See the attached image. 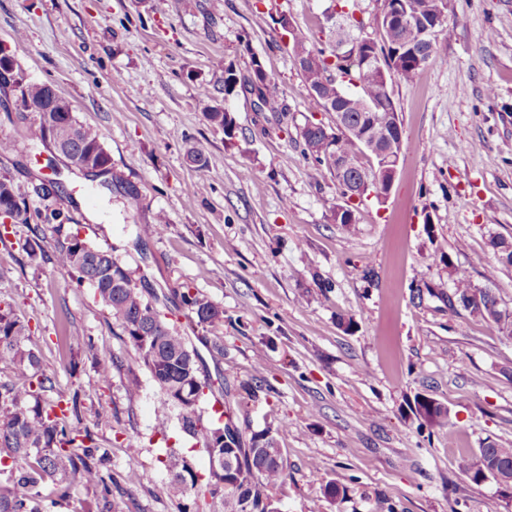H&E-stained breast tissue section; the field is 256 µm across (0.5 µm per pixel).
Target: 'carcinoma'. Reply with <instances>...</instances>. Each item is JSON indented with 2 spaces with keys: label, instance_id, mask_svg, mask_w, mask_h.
Here are the masks:
<instances>
[{
  "label": "carcinoma",
  "instance_id": "1",
  "mask_svg": "<svg viewBox=\"0 0 512 512\" xmlns=\"http://www.w3.org/2000/svg\"><path fill=\"white\" fill-rule=\"evenodd\" d=\"M400 8L418 15L433 28L431 58L446 61L438 45L439 36L447 29L445 20L437 15L436 0H383L377 17L380 40L362 44L345 34L336 42L333 61L324 52L308 48L307 37L301 32L292 31L295 59L311 94L321 105L328 104L332 111L342 113L349 124L360 127L359 134L352 137L328 134L322 127L299 128L304 153L317 166L326 167L341 188L360 170L375 179L386 178L377 156L361 150L362 139L382 146L402 132L384 73L394 72L411 81L420 65L415 56L414 32L388 21V16ZM373 53L382 56L385 69L367 62ZM251 68V81L238 89L233 66L224 67V95L250 92L264 105L277 101L281 97L279 85L255 56ZM0 82L17 85L23 101L31 102L39 111L37 123L31 126L32 138L47 140L87 165L111 161L98 131L79 123L70 104L51 86L23 82L15 59L0 57ZM347 84L360 91L349 92ZM207 116L224 128L228 139L235 138L237 125L231 112L209 107ZM337 154L355 158L357 167L340 171L334 160ZM5 199L20 202L10 217L29 226L32 238L24 244L25 252L30 260H37L43 255L41 225L30 223L25 202L6 178L0 179V200ZM489 245L496 260L488 270L491 278L497 265L512 266V240L493 236ZM54 261L75 273L78 282L88 283L109 315L119 322L160 392L179 411L182 431L207 455L231 457L223 469H210L205 477L183 459L168 460L172 470L168 491L181 500V512H199L196 498L201 492L210 495L217 506L214 512H266L268 502L278 496L288 477L283 449L272 436V429L251 431L245 444L232 419L221 420L223 414L203 421L211 403V386L201 371L198 354L190 348L187 337L171 326L136 286L118 256L72 235L58 248ZM453 284V296L464 310L492 321L502 335L512 337V310L501 307L491 289L474 284L464 273L456 274ZM180 299L198 325L221 318L218 307L198 291L186 287ZM28 341L19 322L0 311V361L11 364L14 374V381L0 383V471L8 474L5 481H0V512H57L69 503L77 486L93 494L102 505L99 512H112L115 478L109 467L110 450L84 423L80 392L67 400L40 405L39 394L52 388V380L39 372V358L27 346ZM416 412L430 424H440L448 416L447 408L428 398L416 401ZM458 468L475 484L481 483V474L487 471L500 474L510 486L512 445L490 442L474 454L461 455ZM47 484L52 490L44 494L42 488Z\"/></svg>",
  "mask_w": 512,
  "mask_h": 512
}]
</instances>
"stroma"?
Returning <instances> with one entry per match:
<instances>
[{
    "instance_id": "1",
    "label": "stroma",
    "mask_w": 512,
    "mask_h": 512,
    "mask_svg": "<svg viewBox=\"0 0 512 512\" xmlns=\"http://www.w3.org/2000/svg\"><path fill=\"white\" fill-rule=\"evenodd\" d=\"M336 12V0H0V44L112 158L109 188L71 171L30 137L33 106L0 86V137L15 143L0 155V179L29 210L63 216L44 225L35 263L26 225L0 232V309L26 327L53 380L44 400L83 394L84 422L118 477L112 512H180L167 453L201 475L209 458L93 289L55 264L72 235L114 251L178 326L188 324L183 287L223 310L188 336L238 418L255 430L287 422L277 436L288 464L281 512H512L496 481L473 483L457 467L464 452L512 443V338L448 303L457 269L512 309V267L484 278L490 238L512 239V0H447V65L391 77L402 162L385 202L355 204L353 229L332 220L341 190L298 137L308 120L334 131L336 115L290 53L294 29L310 48L335 51ZM255 56L285 111L225 97V64L246 77ZM209 105L232 112L235 139L208 120ZM197 143L208 152L201 166L186 159ZM158 213L166 232L140 236ZM71 325L86 344L66 341ZM114 358L101 382L98 363ZM259 376L254 401L244 388ZM421 397L447 408L445 424L416 414ZM331 482L338 498L325 493Z\"/></svg>"
}]
</instances>
